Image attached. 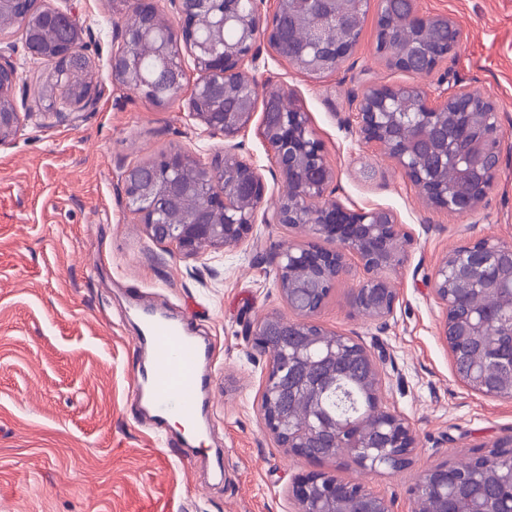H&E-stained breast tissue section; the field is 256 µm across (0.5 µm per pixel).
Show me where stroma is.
<instances>
[{
    "label": "stroma",
    "instance_id": "35a3bbf8",
    "mask_svg": "<svg viewBox=\"0 0 512 512\" xmlns=\"http://www.w3.org/2000/svg\"><path fill=\"white\" fill-rule=\"evenodd\" d=\"M87 31L97 105L76 123L41 100L48 69L12 34L20 73L19 136L0 145V512H297L291 488L317 471L391 499L412 512L424 471L443 460L491 452L512 435V401L471 391L455 377L432 291L440 258L486 237L512 241V0H420L422 11L462 26L449 81L482 89L501 113L502 154L478 213L448 215L425 205L395 161L349 130L353 96L368 84L409 83L385 66L366 24L353 58L313 80L262 53L258 78L291 92L336 173L333 198L396 212L412 234L403 264L386 271L398 301L381 323L352 306L362 279L351 270L318 315L332 331L385 356L381 401L416 437L399 472L359 467L351 455L313 462L277 447L259 412L268 355L252 333L268 314L292 318L275 283L274 256L290 232L259 224L254 241L211 260L181 258L152 240L128 207L121 173L179 149L211 158L224 139L198 138L185 101L160 106L114 80L112 0H51ZM243 152L267 184L263 208L286 190L256 129ZM152 307L179 317L213 344L209 444L180 462L141 424L133 394L145 357L135 314Z\"/></svg>",
    "mask_w": 512,
    "mask_h": 512
}]
</instances>
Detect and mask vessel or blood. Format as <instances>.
<instances>
[{
	"mask_svg": "<svg viewBox=\"0 0 512 512\" xmlns=\"http://www.w3.org/2000/svg\"><path fill=\"white\" fill-rule=\"evenodd\" d=\"M138 344L154 354L153 370L137 393L143 409L158 423L170 416L201 420L212 383L202 372L211 357L208 339L190 335L184 322L160 314L146 318Z\"/></svg>",
	"mask_w": 512,
	"mask_h": 512,
	"instance_id": "b4317fda",
	"label": "vessel or blood"
}]
</instances>
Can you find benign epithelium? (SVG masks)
<instances>
[{
  "label": "benign epithelium",
  "instance_id": "benign-epithelium-1",
  "mask_svg": "<svg viewBox=\"0 0 512 512\" xmlns=\"http://www.w3.org/2000/svg\"><path fill=\"white\" fill-rule=\"evenodd\" d=\"M22 5L14 16L25 49L50 66L61 80L49 101L60 102L58 114L77 122L96 104L94 84L78 81L91 69L86 31L79 20L43 0H11ZM239 0H167L172 16L158 0H137L145 23L133 28L114 22L112 75L133 84L160 106L181 98L186 72L182 48L194 56L198 78L187 100L188 118L200 137H224V155L205 161L182 151L161 154L150 163L127 166L121 186L129 206L155 241L168 242L187 259H199L249 241L256 224H282L312 238L290 239L275 256L276 286L294 313L285 319L266 316L253 337L268 354L260 411L275 442L291 453L320 461L350 453L365 469L399 472L415 452L410 423L384 409L383 360L349 336L329 331L317 320L336 283L352 266L363 271L353 296L361 313L377 320L393 314L397 292L383 271L400 264L410 234L390 209L349 208L329 195L336 178L316 138L309 113L289 99L283 88L261 83L256 44L266 41L271 54L300 72L320 78L338 71L353 57L365 22L375 13L376 54L390 68L430 75L455 54L462 29L445 14L420 12L417 0H275L268 16L260 5L242 13ZM233 19L239 38L224 40V23ZM444 26L455 42L430 41L426 33ZM149 44L159 60L156 77H145L138 49ZM11 44L0 46V145L22 129L16 107L19 75L10 59ZM262 101L258 134L288 191L273 210L259 211L266 183L259 166L241 153L237 139L251 127L254 108ZM351 131L398 164L426 204L449 215L478 211L487 196L488 176L501 156V116L495 101L479 88L443 82L429 85L365 86L352 100ZM191 166L202 185L192 214L178 224L164 219L160 202L173 201L182 185L171 174ZM331 242L323 247L315 240ZM481 285L507 295L512 312V241L482 238L444 254L433 276V292L446 314L439 336L448 349L457 380L491 398L512 400V344L498 336L503 310L469 308L463 296ZM361 383L371 412L341 428L323 406L322 397L336 395L339 377ZM311 397L307 425L290 421L288 406L299 392ZM487 457L466 462H439L428 468L414 491V500L429 496L439 512H454V502L469 474L482 482L468 487L467 512H512V466L502 484L499 472L485 465ZM298 512H394L393 503L328 472H313L292 488Z\"/></svg>",
  "mask_w": 512,
  "mask_h": 512
}]
</instances>
